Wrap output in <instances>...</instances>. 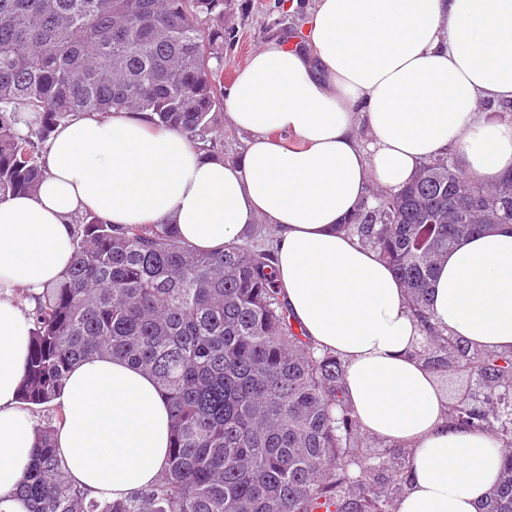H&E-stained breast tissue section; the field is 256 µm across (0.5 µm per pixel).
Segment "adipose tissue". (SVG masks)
<instances>
[{
	"label": "adipose tissue",
	"instance_id": "adipose-tissue-1",
	"mask_svg": "<svg viewBox=\"0 0 512 512\" xmlns=\"http://www.w3.org/2000/svg\"><path fill=\"white\" fill-rule=\"evenodd\" d=\"M512 102V0H314L300 39L267 40L224 100L247 136L229 162L138 112L81 113L47 145L38 189L0 201V512H28L15 489L36 445L18 399L31 322L18 289L40 294L73 257L74 225L170 224L214 250L258 220L275 225L279 296L318 351L344 364L364 432L410 451L397 512H477L500 476L483 431L450 425L448 395L413 354L422 337L405 290L340 226L370 188L407 185L455 151L464 173H512V123L480 101ZM433 322L471 348L512 351V230L461 238L431 281ZM55 444L94 498L149 489L169 450L168 402L127 361L93 355L69 372Z\"/></svg>",
	"mask_w": 512,
	"mask_h": 512
}]
</instances>
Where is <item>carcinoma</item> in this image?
<instances>
[{"instance_id":"obj_1","label":"carcinoma","mask_w":512,"mask_h":512,"mask_svg":"<svg viewBox=\"0 0 512 512\" xmlns=\"http://www.w3.org/2000/svg\"><path fill=\"white\" fill-rule=\"evenodd\" d=\"M224 0H0V200L36 190L44 144L78 112L127 110L182 133L207 156L221 104ZM512 225V174L470 180L448 153L398 191L375 190L341 225L386 260L420 321L415 356L474 388L448 421L502 445L499 482L479 512H512V351L474 350L432 324L428 290L463 236ZM20 400H58L81 359L110 355L152 375L172 438L159 481L120 500L73 481L53 436L37 429L16 495L29 512H396L410 451L366 443L342 397V362L317 351L280 299L272 248L203 251L170 224H76L63 279L37 296ZM391 474L394 485L382 477Z\"/></svg>"}]
</instances>
